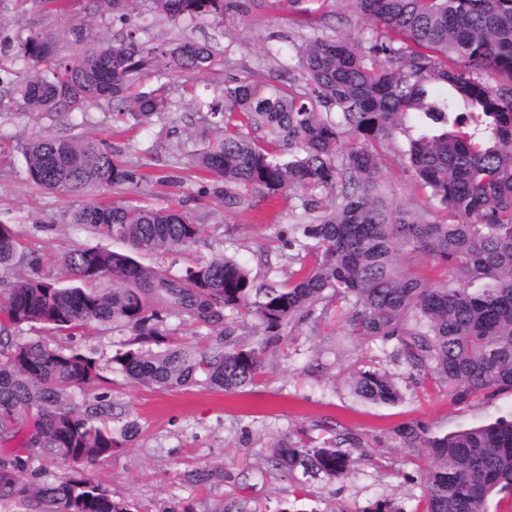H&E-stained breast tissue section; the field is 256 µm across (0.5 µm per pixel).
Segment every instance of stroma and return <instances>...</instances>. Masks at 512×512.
Segmentation results:
<instances>
[{
  "mask_svg": "<svg viewBox=\"0 0 512 512\" xmlns=\"http://www.w3.org/2000/svg\"><path fill=\"white\" fill-rule=\"evenodd\" d=\"M77 24L88 42L113 41L133 31L143 41L188 38L226 52L230 67L165 80L152 71L141 81L145 91L168 83L176 99L194 92L198 106L207 105L232 77L288 83L294 77L289 58L304 38L322 33L344 36L363 51L374 28L373 22L358 15L351 0H299L293 6L286 0H254L248 13L234 14L224 24L197 26L140 10L131 12L127 24H116L111 13H91L85 0H68L61 8L50 0H0V85L19 87L32 74L13 58L10 43L33 30L58 34ZM77 133L122 143L128 163L151 175H173L167 186L150 180L133 188L109 187L97 199L183 205L201 224L202 233L193 247L176 255L180 266L228 250L254 273L263 274L265 253H276L279 246L277 227L292 223L300 202L298 196L285 195L260 202L253 210L228 211L223 200L202 195L199 182L185 166L189 154L201 149L212 131L195 109H177L159 128L135 127L105 106L77 110L65 118L27 115L21 99L5 97L0 99V224L14 225L26 249L39 255H63L91 235L70 221L77 200L28 181L20 146L43 135ZM406 141V133L401 132L380 148L387 193L395 204L426 208L430 199L401 159ZM345 314L344 304H332L317 323L298 325L267 347L258 384L246 392L151 389L108 370L103 381L72 387L70 393L77 401L107 393L113 415L134 419L140 426L127 447L86 465V475L113 498L132 503L136 512H161L165 504L185 497L193 498L201 510L227 494L260 508L271 507L294 490L293 482L282 480L268 462L271 443L287 432L322 436V424L329 423L358 437L363 456L351 479L313 485L326 512L340 505L358 512L378 496L394 499L405 512H424L419 476L432 459L424 451L416 456L401 452L393 428L418 421L431 431L448 433L509 417L512 391L481 392L467 401H455L447 385L430 378L409 379L381 345L348 335ZM373 365L394 376L404 393L399 404L372 406L350 391V374ZM204 468L223 470L224 476L204 488L186 483L188 472Z\"/></svg>",
  "mask_w": 512,
  "mask_h": 512,
  "instance_id": "1",
  "label": "stroma"
}]
</instances>
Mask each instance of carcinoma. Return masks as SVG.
Returning <instances> with one entry per match:
<instances>
[{
    "instance_id": "cac0c4a2",
    "label": "carcinoma",
    "mask_w": 512,
    "mask_h": 512,
    "mask_svg": "<svg viewBox=\"0 0 512 512\" xmlns=\"http://www.w3.org/2000/svg\"><path fill=\"white\" fill-rule=\"evenodd\" d=\"M173 21L208 23L248 9L244 0H88L87 8L127 21L133 5ZM376 25L366 51L342 37L316 36L297 49L300 84L259 86L232 78L211 106L216 133L192 154L210 184L203 193L246 210L302 191L301 211L278 239L298 266L279 286L257 282L228 253L177 270L140 261L186 251L201 235L178 205L101 204L104 187L136 186L139 169L124 149L86 134L47 136L22 147L28 180L81 198L70 223L100 240L79 243L56 272L25 252L20 234L0 224V452L3 512H132L91 483L82 466L112 456L139 432L129 420L110 425L101 393L77 404L68 389L103 379L94 350L23 336L35 328L74 339L92 326L121 337L112 371L162 389L202 387L236 393L257 385L261 354L288 329L323 318L332 303L347 307L351 334L395 342L394 356L414 378L430 377L465 400L512 390V0H353ZM18 56L35 74L18 89L30 114H67L106 102L117 115L148 123L170 114L166 84L138 92L148 71L192 75L227 64L206 42L99 40L70 54L51 34L21 43ZM438 133L408 140L403 157L420 187L448 212L391 204L379 147L406 119ZM435 261L460 270L466 283L433 284L402 264ZM112 286L103 285L104 281ZM250 315L264 342L241 343L237 318ZM187 317L200 348L170 339L171 320ZM348 385L371 405L403 399L394 377L360 368ZM310 444L292 434L272 443L270 462L286 480L348 479L360 447L331 425ZM399 448H425L432 466L421 474L427 512H487L494 494L512 497V418L498 417L446 434L419 422L394 430ZM61 460L71 471L38 479L35 464ZM31 474L33 479L22 480ZM211 512H305L282 498L252 508L232 495ZM359 512H404L380 497Z\"/></svg>"
}]
</instances>
